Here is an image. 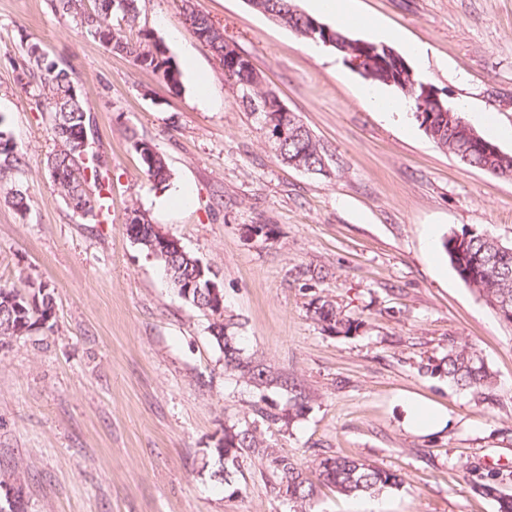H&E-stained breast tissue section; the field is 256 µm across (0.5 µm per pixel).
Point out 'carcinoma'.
<instances>
[{
	"label": "carcinoma",
	"instance_id": "obj_1",
	"mask_svg": "<svg viewBox=\"0 0 512 512\" xmlns=\"http://www.w3.org/2000/svg\"><path fill=\"white\" fill-rule=\"evenodd\" d=\"M138 0H93L87 7L86 0H50L53 11L69 15L77 20L82 32L99 41L112 52L133 58L134 61L159 73L171 87L180 85V71L173 60L166 56L161 42L147 33L139 41L127 38L122 28L112 25L118 19L127 27L137 24ZM293 0H268V9L288 15L286 28L299 36H305L312 23L319 18L301 12L292 13L289 6ZM181 9L191 21L192 32L205 30L210 36L205 43L210 47L224 72V79L237 85L250 108L260 114L268 124L276 118L279 109L272 101L260 96L254 85V66L248 56L241 54L230 58L224 54V29L215 27L209 16L194 4V0H181ZM18 81L30 88L32 97L43 110L50 114L51 131L55 148L47 158V167L58 191L67 204L76 212L93 218L105 213L108 188L99 181V164L89 156V149H80V140L88 138L91 105L77 87L73 72L51 58L39 44L26 43V63ZM286 143L282 145V156L300 159L304 165L321 168L323 150L300 120L288 129ZM438 136L431 137L434 143L447 150L457 161L467 159L465 165L501 176L512 172V157L504 158L487 154L475 145L458 137L455 129L437 124ZM132 147L139 155L145 174L155 184H164L171 179L167 159L150 143L133 135ZM23 158L8 131L0 128V183L10 185L12 203L27 208L26 191L23 189L21 171ZM130 221L140 224L139 235L145 241L154 237V229L147 215L135 209ZM450 263L466 286L474 290L484 302L492 307L499 318L512 323V246L505 245L495 237L476 230L452 232L443 242ZM165 270L177 291L181 283L194 278L199 259L184 251L171 253L162 259ZM54 310L53 293L44 285L23 294L13 289L0 288V337L28 336L39 329H52L49 324ZM314 317L324 330L349 335L357 330L353 323L342 317L335 306L324 301L314 310ZM213 337L224 350V367L233 372L240 382L260 393L276 384L290 394L289 401L301 409L299 397L292 394L293 386L288 378L274 375L271 367L253 355L245 353L239 338L228 331L227 326L216 323L212 327ZM431 372L448 378L462 390L482 391L495 386L496 378L478 350L467 342L454 341L448 352L431 368ZM256 460L265 467L273 479V489H288V501L293 512H314L317 494L315 484L307 477L293 459L260 440L249 428H233L232 435H224L203 457V467L216 466L212 471L224 488L236 495L241 493L235 476L242 473L245 460ZM321 481L347 497L378 495L388 489H397L403 484L401 475L360 459L347 456L323 455L313 460ZM472 490L492 497L498 502V512H512V495L500 492L493 485L471 481Z\"/></svg>",
	"mask_w": 512,
	"mask_h": 512
}]
</instances>
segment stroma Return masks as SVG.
<instances>
[{"instance_id": "1", "label": "stroma", "mask_w": 512, "mask_h": 512, "mask_svg": "<svg viewBox=\"0 0 512 512\" xmlns=\"http://www.w3.org/2000/svg\"><path fill=\"white\" fill-rule=\"evenodd\" d=\"M268 90L323 146L326 167L294 168L241 101L177 0H138L139 26L178 66L179 88L81 34L49 0H0V113L25 163L28 207L0 186V286L41 283L52 329L0 341V480H21L26 512H291L257 462L227 497L202 466L230 426L255 429L314 476L317 455H352L400 473V488L346 497L317 487L319 512H497L469 479L512 494V324L458 277L441 242L475 229L512 245V179L459 163L419 126L394 88L350 69L328 47L253 9L197 0ZM373 24L427 48L415 74L465 119L512 128V0H357ZM72 68L93 109L89 140L108 165L111 207L98 222L59 195L46 161L48 113L17 81L23 41ZM206 81L199 95L198 81ZM400 102L401 122L367 96ZM167 159L168 187L143 173L131 135ZM182 205L159 201L182 190ZM211 266L224 317L247 353L305 397L270 425L257 393L224 369L210 313L184 302L160 262L126 233L131 209ZM330 301L358 322L350 335L314 318ZM454 341L494 372L495 403L425 366ZM438 407L441 431L404 425V398Z\"/></svg>"}]
</instances>
